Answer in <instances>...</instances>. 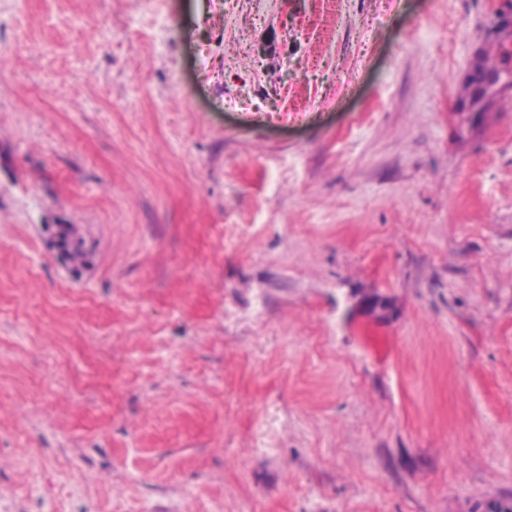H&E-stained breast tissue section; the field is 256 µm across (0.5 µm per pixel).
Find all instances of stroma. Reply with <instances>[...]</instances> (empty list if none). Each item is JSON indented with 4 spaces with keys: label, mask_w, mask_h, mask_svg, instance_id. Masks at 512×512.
Returning <instances> with one entry per match:
<instances>
[{
    "label": "stroma",
    "mask_w": 512,
    "mask_h": 512,
    "mask_svg": "<svg viewBox=\"0 0 512 512\" xmlns=\"http://www.w3.org/2000/svg\"><path fill=\"white\" fill-rule=\"evenodd\" d=\"M499 21L0 0V512L511 502ZM465 92L466 97L468 100L470 99V108L474 112L483 113V112H490L492 111L496 106H498L502 99L498 95L492 93L491 91L484 92L480 96H477L475 94V90L473 87V84L468 79L465 82Z\"/></svg>",
    "instance_id": "stroma-1"
}]
</instances>
